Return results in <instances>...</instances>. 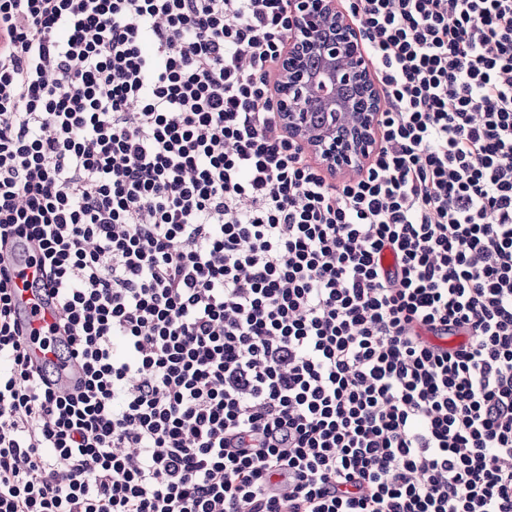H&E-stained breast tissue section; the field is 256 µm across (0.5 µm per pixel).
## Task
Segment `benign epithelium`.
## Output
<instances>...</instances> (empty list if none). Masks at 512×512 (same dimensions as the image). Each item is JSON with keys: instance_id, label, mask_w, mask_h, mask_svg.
<instances>
[{"instance_id": "7a95c632", "label": "benign epithelium", "mask_w": 512, "mask_h": 512, "mask_svg": "<svg viewBox=\"0 0 512 512\" xmlns=\"http://www.w3.org/2000/svg\"><path fill=\"white\" fill-rule=\"evenodd\" d=\"M292 29L271 83L280 123L333 175L369 164L382 100L357 24L337 0H290Z\"/></svg>"}]
</instances>
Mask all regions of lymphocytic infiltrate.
I'll list each match as a JSON object with an SVG mask.
<instances>
[{"mask_svg":"<svg viewBox=\"0 0 512 512\" xmlns=\"http://www.w3.org/2000/svg\"><path fill=\"white\" fill-rule=\"evenodd\" d=\"M342 5L383 110L333 185L289 0H0V512H512V0ZM15 298L26 323L31 328L40 329L52 325L59 318L56 307L44 289L34 288L35 269L19 265L15 271Z\"/></svg>","mask_w":512,"mask_h":512,"instance_id":"lymphocytic-infiltrate-1","label":"lymphocytic infiltrate"}]
</instances>
